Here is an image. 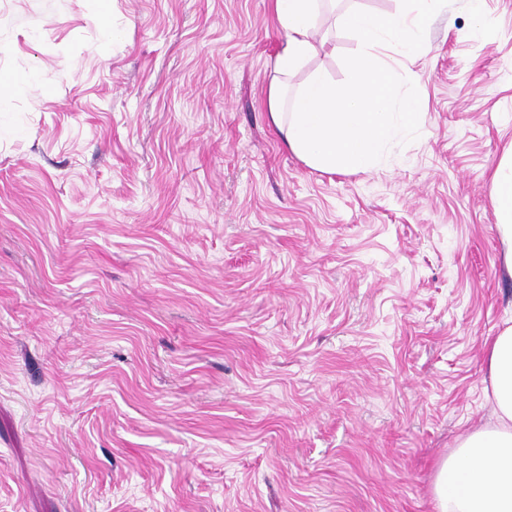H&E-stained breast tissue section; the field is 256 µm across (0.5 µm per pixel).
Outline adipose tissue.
<instances>
[{
    "label": "adipose tissue",
    "mask_w": 512,
    "mask_h": 512,
    "mask_svg": "<svg viewBox=\"0 0 512 512\" xmlns=\"http://www.w3.org/2000/svg\"><path fill=\"white\" fill-rule=\"evenodd\" d=\"M445 0H407L382 17L351 8L340 23L360 49L348 62L349 77L336 83L323 68L307 64L318 43L321 0H274L285 44L275 59L279 75L268 91V110L289 150L311 168L352 173L372 168L382 149L415 128V102L383 58V50L408 59L426 49L425 24ZM304 73L293 95L285 79ZM503 267L512 277V146L491 175ZM491 421L460 435L439 464L433 496L436 512H512V325L488 340Z\"/></svg>",
    "instance_id": "obj_1"
}]
</instances>
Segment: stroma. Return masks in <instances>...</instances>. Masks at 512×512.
I'll return each mask as SVG.
<instances>
[{
    "instance_id": "stroma-1",
    "label": "stroma",
    "mask_w": 512,
    "mask_h": 512,
    "mask_svg": "<svg viewBox=\"0 0 512 512\" xmlns=\"http://www.w3.org/2000/svg\"><path fill=\"white\" fill-rule=\"evenodd\" d=\"M485 11L429 17L415 131L346 174L270 120L271 0H0V512H434L512 319Z\"/></svg>"
}]
</instances>
